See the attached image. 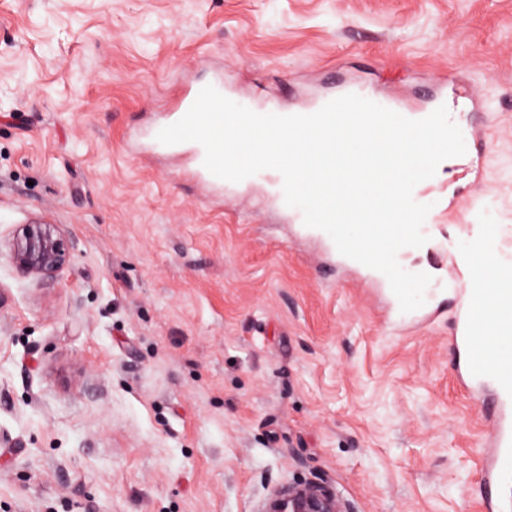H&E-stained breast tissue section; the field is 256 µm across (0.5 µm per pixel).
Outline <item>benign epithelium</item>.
Segmentation results:
<instances>
[{
	"instance_id": "7a95c632",
	"label": "benign epithelium",
	"mask_w": 512,
	"mask_h": 512,
	"mask_svg": "<svg viewBox=\"0 0 512 512\" xmlns=\"http://www.w3.org/2000/svg\"><path fill=\"white\" fill-rule=\"evenodd\" d=\"M15 272L24 278L54 281L70 265L72 247L60 224H25L6 243ZM262 512H348L323 480L294 482L275 492Z\"/></svg>"
}]
</instances>
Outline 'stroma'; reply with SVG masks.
I'll list each match as a JSON object with an SVG mask.
<instances>
[{
    "label": "stroma",
    "instance_id": "stroma-1",
    "mask_svg": "<svg viewBox=\"0 0 512 512\" xmlns=\"http://www.w3.org/2000/svg\"><path fill=\"white\" fill-rule=\"evenodd\" d=\"M302 108L352 82L457 101L481 151L425 185L433 320L152 126L191 81ZM64 225L52 283L0 251V512H261L325 479L348 512H512L483 486L488 394L456 377L459 246L512 234V0H0V239Z\"/></svg>",
    "mask_w": 512,
    "mask_h": 512
}]
</instances>
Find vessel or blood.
I'll return each instance as SVG.
<instances>
[{
  "label": "vessel or blood",
  "mask_w": 512,
  "mask_h": 512,
  "mask_svg": "<svg viewBox=\"0 0 512 512\" xmlns=\"http://www.w3.org/2000/svg\"><path fill=\"white\" fill-rule=\"evenodd\" d=\"M200 89L196 83L179 93L168 123L186 114ZM500 233L498 225H487L483 236L471 240L463 252L472 274L460 285L465 303L454 329L459 380L488 387L492 393L495 452L484 466L489 486L512 470V288L493 285L499 273L512 265V252L501 246Z\"/></svg>",
  "instance_id": "1"
}]
</instances>
